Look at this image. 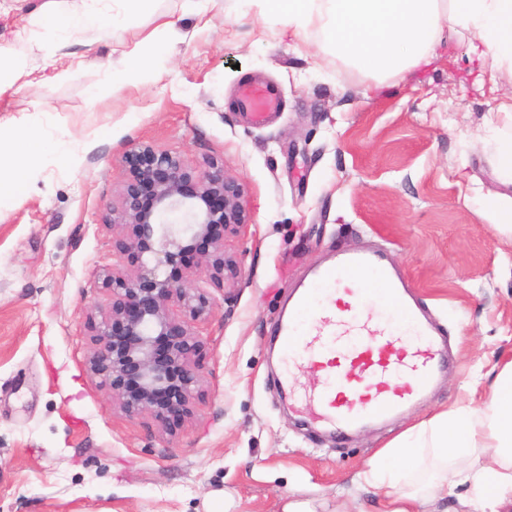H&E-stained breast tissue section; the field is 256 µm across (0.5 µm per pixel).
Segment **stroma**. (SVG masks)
Instances as JSON below:
<instances>
[{
    "label": "stroma",
    "instance_id": "obj_1",
    "mask_svg": "<svg viewBox=\"0 0 512 512\" xmlns=\"http://www.w3.org/2000/svg\"><path fill=\"white\" fill-rule=\"evenodd\" d=\"M62 63L32 59L39 83L0 95L48 135L68 131L73 163L32 149L31 181L0 207V512H389L359 475L408 430L461 404L481 405L512 359V235L481 211L512 209L498 140L512 132V73L481 74L467 43L405 80L375 85L324 50L260 19L253 0H157ZM174 21L159 79L88 99L105 68ZM251 77L279 84L283 109L256 127L234 92ZM498 109L495 127L486 119ZM179 152L195 168L220 160L244 186L251 224L226 240L237 284L203 285L210 307L194 417L176 435L127 419L88 359L89 317L112 295L109 222L133 145ZM382 250L404 276L448 357L428 395L397 419L354 433L322 431L297 367L287 403L271 361L289 296L339 251Z\"/></svg>",
    "mask_w": 512,
    "mask_h": 512
}]
</instances>
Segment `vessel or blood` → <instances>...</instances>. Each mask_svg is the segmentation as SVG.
<instances>
[{
	"instance_id": "vessel-or-blood-1",
	"label": "vessel or blood",
	"mask_w": 512,
	"mask_h": 512,
	"mask_svg": "<svg viewBox=\"0 0 512 512\" xmlns=\"http://www.w3.org/2000/svg\"><path fill=\"white\" fill-rule=\"evenodd\" d=\"M278 86L251 78L237 93V106L254 124L279 112ZM372 275L381 298L401 321L394 326L365 309L360 279ZM316 334L305 338V326ZM287 364L326 369V379L309 402L317 418L341 429L361 420L392 418L428 386L439 361L440 344L413 311L379 256L338 254L317 269L280 321Z\"/></svg>"
}]
</instances>
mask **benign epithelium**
I'll return each instance as SVG.
<instances>
[{
    "label": "benign epithelium",
    "mask_w": 512,
    "mask_h": 512,
    "mask_svg": "<svg viewBox=\"0 0 512 512\" xmlns=\"http://www.w3.org/2000/svg\"><path fill=\"white\" fill-rule=\"evenodd\" d=\"M122 163L129 177L112 207V269L102 279L112 299L90 319L97 348L89 367L125 416L149 414L174 433L199 399L196 358L209 309L193 279L175 281L170 270L190 241L206 239L212 252L196 275L217 288L235 283L241 261L212 229L238 235L250 213L242 184L217 160L196 170L179 153L139 144Z\"/></svg>",
    "instance_id": "obj_1"
}]
</instances>
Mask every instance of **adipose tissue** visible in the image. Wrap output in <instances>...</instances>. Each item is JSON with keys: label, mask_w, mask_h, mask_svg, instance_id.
Returning <instances> with one entry per match:
<instances>
[{"label": "adipose tissue", "mask_w": 512, "mask_h": 512, "mask_svg": "<svg viewBox=\"0 0 512 512\" xmlns=\"http://www.w3.org/2000/svg\"><path fill=\"white\" fill-rule=\"evenodd\" d=\"M263 17L281 21L293 37L302 39L316 31L323 44L363 74L383 81L403 80L413 69L428 65L438 46L448 39H466L481 68L497 73L512 71V0H254ZM153 8V0H43L29 25L16 35L26 44L27 57L0 45V92L28 76V57L50 55L82 38L111 33L123 19ZM174 28L163 21V36L153 48V62H146L140 46L125 54L122 73H106L90 98L111 92L116 84L134 87L157 80L156 60L167 52L165 36ZM11 130L7 150H0V201L16 200L17 185L30 179L23 158L34 142L63 162H70L76 148L66 134L44 138L21 126L16 118L0 119V133ZM429 426L439 450L434 475L409 493L401 485L408 479L403 466L418 448L413 434L383 449L368 462V485L391 497L392 512H420L422 506L447 497L448 456L484 449V462L462 474L471 486L469 512H499L512 504V360L498 373L484 407L461 406L433 417Z\"/></svg>", "instance_id": "obj_1"}]
</instances>
